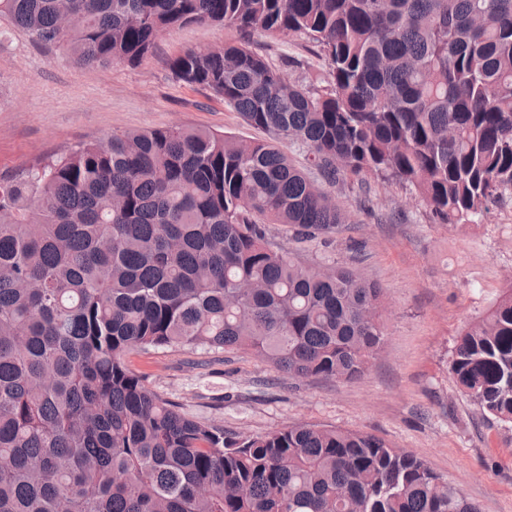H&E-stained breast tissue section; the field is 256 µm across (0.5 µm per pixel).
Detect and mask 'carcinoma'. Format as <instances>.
Instances as JSON below:
<instances>
[{
    "mask_svg": "<svg viewBox=\"0 0 512 512\" xmlns=\"http://www.w3.org/2000/svg\"><path fill=\"white\" fill-rule=\"evenodd\" d=\"M79 65L135 64L165 30L238 40L170 61L266 131L113 133L0 180V512H478L417 455L365 433L292 424L226 434L132 371L135 351L247 349L295 378L362 375L382 289L306 266L268 225L330 237V184L414 190L441 224H478L512 190V0H0ZM253 30L319 48L324 85L291 83ZM450 372L512 424V287L459 334ZM281 148L286 152L292 164L303 173H305L312 180L321 182V177L318 171L311 165L309 154L297 146L284 143Z\"/></svg>",
    "mask_w": 512,
    "mask_h": 512,
    "instance_id": "1",
    "label": "carcinoma"
}]
</instances>
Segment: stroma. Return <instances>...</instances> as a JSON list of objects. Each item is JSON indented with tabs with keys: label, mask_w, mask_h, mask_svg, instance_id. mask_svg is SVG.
<instances>
[{
	"label": "stroma",
	"mask_w": 512,
	"mask_h": 512,
	"mask_svg": "<svg viewBox=\"0 0 512 512\" xmlns=\"http://www.w3.org/2000/svg\"><path fill=\"white\" fill-rule=\"evenodd\" d=\"M234 36L215 24L172 28L138 65L79 67L0 15V179L126 130L181 125L264 139L169 69L182 51ZM249 46L294 83L316 86L327 74L318 47L302 37L256 31ZM334 196L348 219L330 242H296L279 224L270 231L302 262L347 265L382 288L384 339L361 377L291 378L243 349L152 350L130 355V368L225 433L307 423L372 434L415 453L479 512H512V426L488 424L449 373L457 336L512 287V194L466 226L438 223L409 191L370 176L344 174Z\"/></svg>",
	"instance_id": "35a3bbf8"
}]
</instances>
